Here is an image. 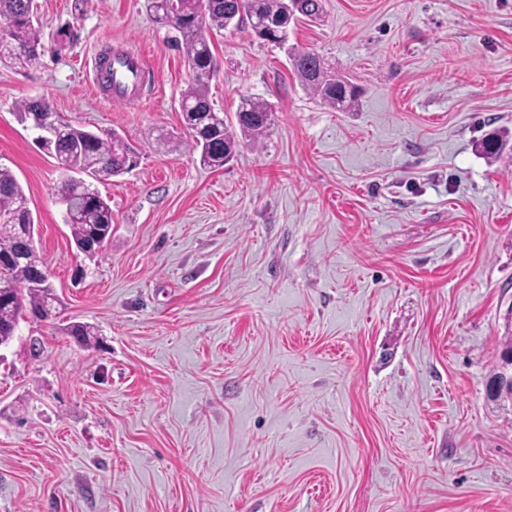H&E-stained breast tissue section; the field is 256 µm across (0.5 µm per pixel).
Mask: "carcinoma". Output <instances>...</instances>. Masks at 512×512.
<instances>
[{
    "label": "carcinoma",
    "instance_id": "obj_1",
    "mask_svg": "<svg viewBox=\"0 0 512 512\" xmlns=\"http://www.w3.org/2000/svg\"><path fill=\"white\" fill-rule=\"evenodd\" d=\"M155 19L170 25L181 37L184 55L192 78L181 97V114L185 138L166 140L172 151L182 149L199 154L200 164L221 169L234 157L239 139L224 113L214 111L208 95L215 64L211 34L218 33L245 16L258 38L277 43L279 39L258 31L264 19H291L286 0H146ZM34 0H0V63L19 70L36 66L44 53L41 31L32 17ZM291 68L303 86L328 108L348 112L356 105L359 93L350 88L352 82L334 75L320 58L309 51L289 56ZM18 112L26 117L32 112L51 114L43 99H26ZM241 134L254 140L270 128L272 111L263 100L244 97L235 112ZM54 150L71 176L61 181L59 199L70 203L72 219L67 221L75 246L112 241V208L106 197L92 184L80 187L73 174H84L96 181L116 177L130 167L134 152L113 132H94L56 119ZM26 200L14 174L0 167V263L15 285L14 291L0 294V347L14 338L19 320L50 319L47 309L56 301L54 286L46 267L16 260L20 241L16 225L28 223L26 211L17 204Z\"/></svg>",
    "mask_w": 512,
    "mask_h": 512
}]
</instances>
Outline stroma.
<instances>
[{
	"instance_id": "obj_1",
	"label": "stroma",
	"mask_w": 512,
	"mask_h": 512,
	"mask_svg": "<svg viewBox=\"0 0 512 512\" xmlns=\"http://www.w3.org/2000/svg\"><path fill=\"white\" fill-rule=\"evenodd\" d=\"M39 65H0V166L21 184L53 319L0 349V512H512V0H320L284 44L213 39L216 111L272 109L223 169L158 146L190 73L145 0H36ZM140 50L134 102L92 81ZM361 89L322 105L288 55ZM114 131L112 241L79 253L66 173L17 105ZM86 323L98 344L64 329ZM270 106L263 100L244 97L235 112L236 124L245 137L254 140L264 136L272 121Z\"/></svg>"
}]
</instances>
